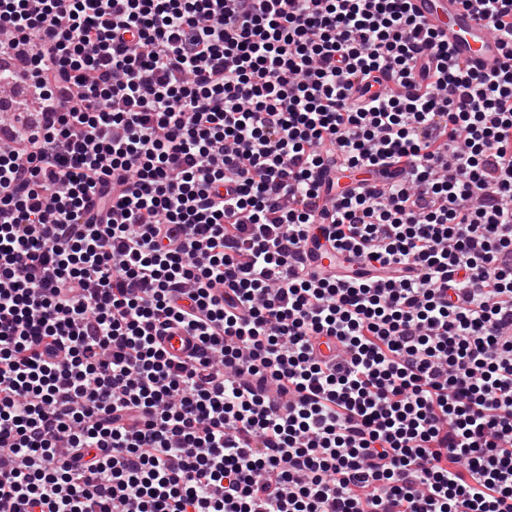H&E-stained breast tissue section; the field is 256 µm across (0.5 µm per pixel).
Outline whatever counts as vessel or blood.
<instances>
[{
  "mask_svg": "<svg viewBox=\"0 0 512 512\" xmlns=\"http://www.w3.org/2000/svg\"><path fill=\"white\" fill-rule=\"evenodd\" d=\"M410 6L425 28L447 41L453 61L488 73L500 67L499 40L483 21L462 6L460 0H410ZM358 179V174L350 171H323L321 181L331 186L332 191L320 195L314 204L315 210L321 214L331 213L337 193ZM305 251L309 262L324 272H335L347 278H373L377 275L376 270L366 262H350L345 254L330 250L324 239L309 240Z\"/></svg>",
  "mask_w": 512,
  "mask_h": 512,
  "instance_id": "vessel-or-blood-1",
  "label": "vessel or blood"
}]
</instances>
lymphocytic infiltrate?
Returning <instances> with one entry per match:
<instances>
[{"instance_id":"f902f5d3","label":"lymphocytic infiltrate","mask_w":512,"mask_h":512,"mask_svg":"<svg viewBox=\"0 0 512 512\" xmlns=\"http://www.w3.org/2000/svg\"><path fill=\"white\" fill-rule=\"evenodd\" d=\"M461 3L495 74L409 0H0V512H512V0ZM327 166L400 170L326 236L387 283L304 263ZM421 24L448 41L452 61L483 72L501 66L500 41L459 0H409ZM161 345L170 355L184 358L188 352L194 349L196 340L193 336L175 334L174 336H165Z\"/></svg>"}]
</instances>
